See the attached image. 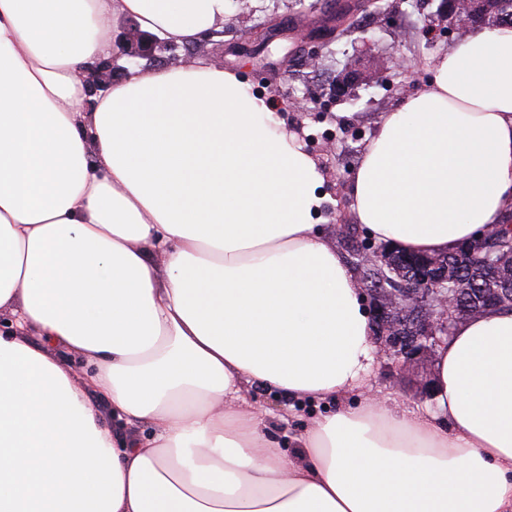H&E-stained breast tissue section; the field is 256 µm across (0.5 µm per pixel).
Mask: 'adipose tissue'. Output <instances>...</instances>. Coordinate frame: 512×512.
Wrapping results in <instances>:
<instances>
[{
  "label": "adipose tissue",
  "mask_w": 512,
  "mask_h": 512,
  "mask_svg": "<svg viewBox=\"0 0 512 512\" xmlns=\"http://www.w3.org/2000/svg\"><path fill=\"white\" fill-rule=\"evenodd\" d=\"M225 7L0 0V512H512V310L457 323L429 403L389 404L299 135L217 65L91 90L116 17L182 44ZM352 193L357 223L406 252L500 222L512 25L436 58ZM255 384L336 408L292 454Z\"/></svg>",
  "instance_id": "1"
}]
</instances>
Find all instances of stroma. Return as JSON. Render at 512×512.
<instances>
[{"label":"stroma","mask_w":512,"mask_h":512,"mask_svg":"<svg viewBox=\"0 0 512 512\" xmlns=\"http://www.w3.org/2000/svg\"><path fill=\"white\" fill-rule=\"evenodd\" d=\"M345 1L353 9L342 32L316 42L296 38V31L320 25ZM358 2L321 0L318 9L308 13L297 7L276 6L274 0H250L243 10L236 0H228L224 36L209 44L214 54L222 56L224 69L234 72L257 97L265 98L271 90H279L284 106L277 119L301 127L303 145L319 162L325 197L319 212L321 229L340 251L345 245L336 227L355 221L353 175L381 117L400 107L417 87L432 79L436 57L458 41L454 34L427 39L425 27L436 9L434 0H369L365 10ZM272 19L283 26V37L255 56L232 52V45L243 40L245 30ZM355 56L362 59L367 82L362 83L357 95L330 98L329 82L347 58ZM294 98L305 100L306 111L291 106ZM372 388L407 405L426 402L425 396L411 388L385 359L376 362ZM247 395L268 410L273 425L290 443L315 412L313 405H291L258 385L248 387Z\"/></svg>","instance_id":"35a3bbf8"}]
</instances>
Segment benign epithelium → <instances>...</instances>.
Instances as JSON below:
<instances>
[{
    "instance_id": "1",
    "label": "benign epithelium",
    "mask_w": 512,
    "mask_h": 512,
    "mask_svg": "<svg viewBox=\"0 0 512 512\" xmlns=\"http://www.w3.org/2000/svg\"><path fill=\"white\" fill-rule=\"evenodd\" d=\"M512 0H441L436 17L426 26V34L433 37L448 28L458 33L471 32L498 17L509 20ZM281 28L270 20L262 28H254L247 40L234 47V52L251 55L254 46H267L276 40ZM125 44L126 55L150 58L156 46L170 51L167 67H178L208 55L207 41L194 43L192 52L181 56L178 45L161 41L142 32L135 24L126 28L119 37ZM357 60L349 59L343 72L330 84L329 95L336 98L344 95L361 82L356 68ZM117 68L113 61L93 70L92 82L97 89H104L114 81ZM506 227L512 232V216L506 214L501 223L490 224L482 236L457 248L455 258L444 255H421L410 257L394 247L360 245L356 239L349 245L360 266H381L395 275L392 288L368 290L373 312L377 355L393 362L400 374L419 380L421 393L430 391L431 380L422 378L424 364L434 355L442 338L451 334L459 322L457 300L471 293L470 283L463 276V262H481L496 278L499 287L479 293V298L498 307L504 306L501 297L507 292L509 279L500 276L503 268H512V248L500 245L499 232ZM407 264L411 272L406 277H396L400 266Z\"/></svg>"
}]
</instances>
